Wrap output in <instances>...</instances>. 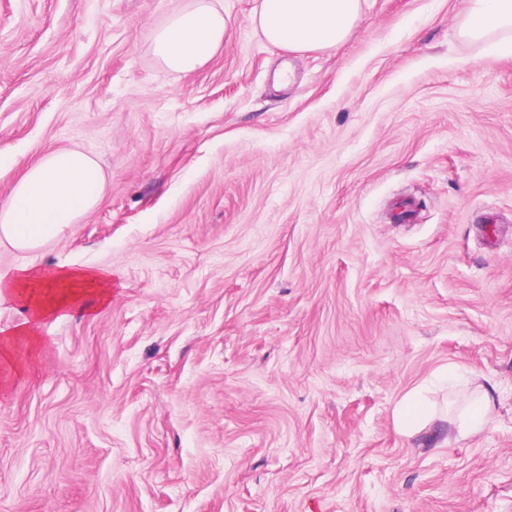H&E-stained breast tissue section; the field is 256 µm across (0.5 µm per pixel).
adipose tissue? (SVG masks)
<instances>
[{"mask_svg": "<svg viewBox=\"0 0 512 512\" xmlns=\"http://www.w3.org/2000/svg\"><path fill=\"white\" fill-rule=\"evenodd\" d=\"M361 14L362 0H259L253 23L269 44L306 53L340 46ZM229 28L230 18L218 0H184L156 27L151 52L163 67L190 76L223 49ZM459 34L512 54V0H469ZM104 184L100 163L86 152L64 148L49 153L0 200V242L29 250L61 238L98 205ZM112 295V274L99 267L50 263L0 274V300L14 301L21 315L0 329V388L8 389L25 373L24 358L44 356L45 322L94 315ZM443 380L450 386L446 407L427 406L414 393L396 405L399 433L423 436L425 445L439 448L490 428L493 390L478 383L469 390L455 389L452 371Z\"/></svg>", "mask_w": 512, "mask_h": 512, "instance_id": "adipose-tissue-1", "label": "adipose tissue"}]
</instances>
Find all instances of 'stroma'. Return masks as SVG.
I'll return each mask as SVG.
<instances>
[{
    "mask_svg": "<svg viewBox=\"0 0 512 512\" xmlns=\"http://www.w3.org/2000/svg\"><path fill=\"white\" fill-rule=\"evenodd\" d=\"M222 2L186 77L150 52L181 0H0V199L60 148L105 175L0 272L118 283L0 396V512H512V55L467 0H363L302 56ZM449 366L494 425L424 448L393 410Z\"/></svg>",
    "mask_w": 512,
    "mask_h": 512,
    "instance_id": "obj_1",
    "label": "stroma"
}]
</instances>
